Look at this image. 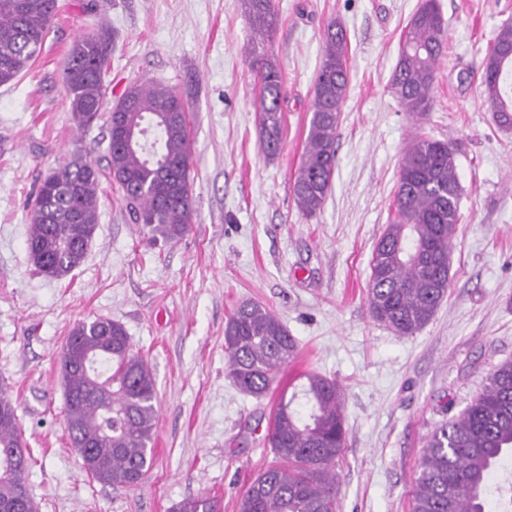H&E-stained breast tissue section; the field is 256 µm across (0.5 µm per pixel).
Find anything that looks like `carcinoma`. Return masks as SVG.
I'll list each match as a JSON object with an SVG mask.
<instances>
[{
    "mask_svg": "<svg viewBox=\"0 0 512 512\" xmlns=\"http://www.w3.org/2000/svg\"><path fill=\"white\" fill-rule=\"evenodd\" d=\"M253 34L250 67L258 80L259 148L276 157L283 138L281 71L266 42L276 32L275 0H244ZM58 9L57 0H0V86L20 79L35 62ZM448 26L437 0H423L407 23L390 88L404 111H430ZM324 54L315 85L312 117L293 179L302 214L323 206L336 170L340 112L349 87L346 31L323 29ZM112 35L108 28L74 41L64 70L70 110L78 126L108 104L103 72ZM512 24L502 26L485 53L482 95L504 126L512 125ZM107 169L122 192L130 219L149 238L174 244L192 223L188 103L169 86L150 83L124 90L110 108ZM452 142L415 137L404 151L395 192L394 218L379 238L370 263L368 305L372 317L400 336L425 327L448 293L451 242L460 223L461 185ZM100 173L92 161H75L41 179L29 212L26 240L35 271L48 279L70 275L85 261L98 224ZM297 343L264 304H241L224 326L225 371L243 391L263 396ZM69 438L92 442L90 476L112 486H135L147 474L157 414L153 373L134 351L118 321L95 319L74 326L59 358ZM291 396L281 395L271 417L268 443L277 464L252 479L239 512H340L336 461L348 428L341 388L317 372L301 376ZM17 407L0 393V510L17 503L37 512L26 473L31 454ZM512 458V360L502 362L483 390L457 418L427 440L412 492V512H487L500 498L496 470ZM172 512H221L218 499H185Z\"/></svg>",
    "mask_w": 512,
    "mask_h": 512,
    "instance_id": "cac0c4a2",
    "label": "carcinoma"
}]
</instances>
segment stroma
I'll list each match as a JSON object with an SVG mask.
<instances>
[{"label":"stroma","instance_id":"35a3bbf8","mask_svg":"<svg viewBox=\"0 0 512 512\" xmlns=\"http://www.w3.org/2000/svg\"><path fill=\"white\" fill-rule=\"evenodd\" d=\"M421 2L276 0L269 50L286 103L282 148L269 159L259 149L243 0H58L33 66L0 86V388L17 406L39 512H170L200 495L239 512L244 486L275 460L265 439L275 396L246 394L225 371L224 325L250 300L297 341L280 389L310 370L342 389V512H410L429 434L512 360V126L484 103L480 68L512 23V0H439L448 45L432 110L418 120L390 80ZM331 21L347 31L350 85L332 187L306 217L293 178ZM103 25L112 33L109 99L160 82L190 103L194 224L178 243H151L102 176L85 261L48 280L26 249L29 205L52 170L77 158L107 165L105 121L77 128L64 85L73 42ZM418 135L452 141L462 219L447 296L421 331L400 336L372 318L367 289L373 250L394 216L399 163ZM97 318L125 326L156 378L151 467L132 487L93 480L66 429L58 356L74 325Z\"/></svg>","mask_w":512,"mask_h":512}]
</instances>
